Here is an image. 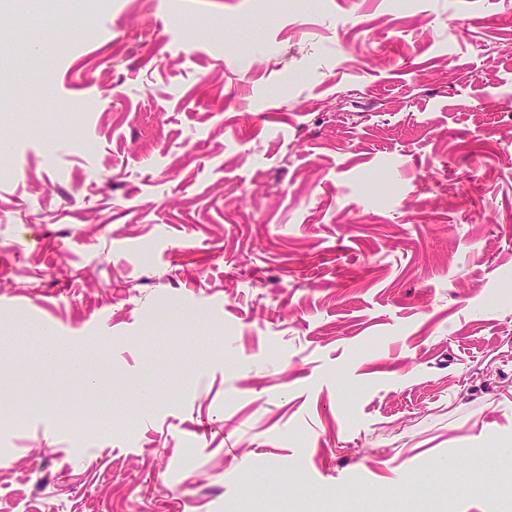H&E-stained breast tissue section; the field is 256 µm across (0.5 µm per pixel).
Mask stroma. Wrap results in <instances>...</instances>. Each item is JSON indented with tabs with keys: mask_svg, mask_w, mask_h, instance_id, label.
I'll use <instances>...</instances> for the list:
<instances>
[{
	"mask_svg": "<svg viewBox=\"0 0 512 512\" xmlns=\"http://www.w3.org/2000/svg\"><path fill=\"white\" fill-rule=\"evenodd\" d=\"M0 512H512V0H0Z\"/></svg>",
	"mask_w": 512,
	"mask_h": 512,
	"instance_id": "stroma-1",
	"label": "stroma"
}]
</instances>
